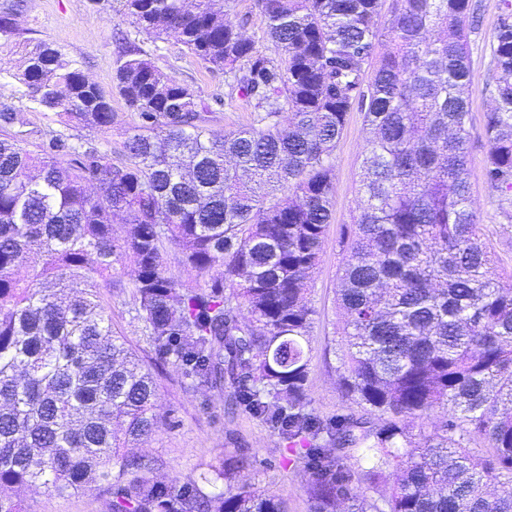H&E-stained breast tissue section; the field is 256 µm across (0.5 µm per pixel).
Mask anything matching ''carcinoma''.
<instances>
[{"mask_svg":"<svg viewBox=\"0 0 512 512\" xmlns=\"http://www.w3.org/2000/svg\"><path fill=\"white\" fill-rule=\"evenodd\" d=\"M115 2L136 31L228 74L254 118L206 128L199 91L129 43L114 77L133 114L120 159L0 137V490L106 483L109 512H287L244 475L213 492L162 484L147 477L153 460L129 452L160 425L154 373L112 330L101 293L123 287L112 274L129 265L156 361L200 386L230 379L232 404L304 464L313 512H512V274L496 271L468 183L476 2L401 0L382 31L381 0H259L275 58L221 0ZM21 50L13 78L61 123H118L112 95L60 50ZM491 56L484 176L512 223V10ZM355 110L372 137L339 241L336 371L363 415L324 422L308 394L309 282ZM168 245L205 287L170 271ZM431 417L415 441L410 426ZM356 477L384 492L358 499Z\"/></svg>","mask_w":512,"mask_h":512,"instance_id":"cac0c4a2","label":"carcinoma"}]
</instances>
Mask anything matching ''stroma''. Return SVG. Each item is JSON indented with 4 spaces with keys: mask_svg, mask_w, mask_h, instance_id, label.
I'll return each instance as SVG.
<instances>
[{
    "mask_svg": "<svg viewBox=\"0 0 512 512\" xmlns=\"http://www.w3.org/2000/svg\"><path fill=\"white\" fill-rule=\"evenodd\" d=\"M478 20L472 26L470 67L472 85L468 99L469 181L471 200L478 220L484 224L487 241L498 266L512 269V227L505 225L497 207V194L484 181L483 168L489 143L483 134L484 116L493 105L490 45L505 0H478ZM14 11L15 33L0 31V105L19 112L23 131L29 142L38 143L60 134L72 144L119 151L120 126L132 117L124 100L113 96L112 109L120 125L107 133L60 124L53 112L25 95L12 74L20 57L16 44L20 39L47 41L65 53L92 82L111 89L118 39L128 35L162 70L192 85L211 104L204 113L205 126L225 132L249 125L252 108L233 92L228 75L211 71L171 39L150 37L112 12L107 0H0V12ZM232 20L255 40L259 51L276 56L275 45L263 34L265 18L258 0H233L229 10ZM368 137L362 113H350L333 155L336 192L333 216L328 225L321 262L313 276L311 303L316 311L310 332L309 394L317 416L327 421L356 411L338 383L336 326L341 320L337 306L338 270L342 263L338 240L350 223L357 207L360 167ZM122 285L112 291V329L123 337L145 361L154 362L143 325L132 309L130 269L118 270ZM160 413L163 425L139 443L138 453L157 459L151 474L154 481L183 482L199 478L213 469L232 467L242 457L248 458L247 473L252 483L265 493L283 499L288 512H312L306 492L307 476L297 458L285 456L284 441L267 424L242 411H230L229 395L234 387L219 389L193 387L189 378L171 365H156ZM9 497L21 499L27 512H107L111 498L107 488L93 487L58 495L42 488H14Z\"/></svg>",
    "mask_w": 512,
    "mask_h": 512,
    "instance_id": "obj_1",
    "label": "stroma"
}]
</instances>
